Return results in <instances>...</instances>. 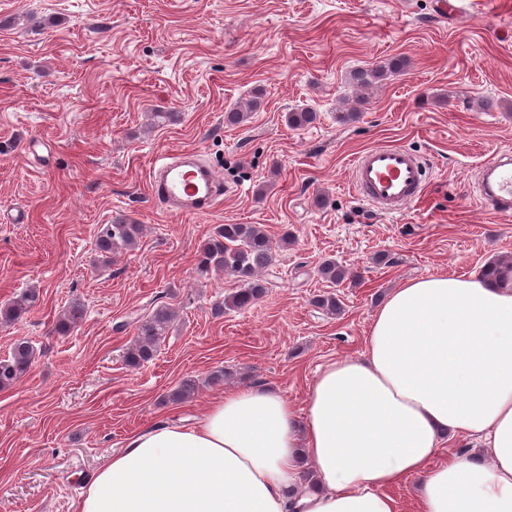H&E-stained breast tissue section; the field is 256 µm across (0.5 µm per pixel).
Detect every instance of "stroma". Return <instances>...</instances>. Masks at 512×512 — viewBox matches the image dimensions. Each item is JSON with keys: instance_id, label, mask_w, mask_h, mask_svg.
Segmentation results:
<instances>
[{"instance_id": "35a3bbf8", "label": "stroma", "mask_w": 512, "mask_h": 512, "mask_svg": "<svg viewBox=\"0 0 512 512\" xmlns=\"http://www.w3.org/2000/svg\"><path fill=\"white\" fill-rule=\"evenodd\" d=\"M438 2L0 0V305L40 292L0 325V358L20 338L37 349L0 390V512H72L131 433L200 417L224 389L269 385L302 405L320 367L363 353L392 288L512 257V219L475 202L480 164L512 149V0H467L453 20ZM395 57L405 75L354 88L355 69ZM254 98L247 121L225 123ZM298 108L318 120L288 126ZM152 112L179 119L153 128ZM384 145L431 169L423 199L394 217L349 179L354 154ZM189 149L236 188L203 217L165 214L149 191L154 157ZM16 208L27 223L2 222ZM119 211L143 233L105 265L94 232ZM220 224L290 241L267 293L217 317L236 284L199 274L196 255ZM327 259L349 269L340 285L318 275ZM330 292L339 314L314 304ZM75 298L86 316L58 334ZM163 303L178 318L156 358L127 366L139 320ZM188 377L195 395L171 401ZM39 301V294L29 288L14 296L7 304L0 308V323H12L28 313Z\"/></svg>"}]
</instances>
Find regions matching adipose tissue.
Segmentation results:
<instances>
[{"label": "adipose tissue", "mask_w": 512, "mask_h": 512, "mask_svg": "<svg viewBox=\"0 0 512 512\" xmlns=\"http://www.w3.org/2000/svg\"><path fill=\"white\" fill-rule=\"evenodd\" d=\"M482 440L439 461L446 435ZM512 512V278L395 288L364 353L318 370L304 411L268 387L212 399L105 457L74 512Z\"/></svg>", "instance_id": "1"}]
</instances>
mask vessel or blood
<instances>
[{
  "label": "vessel or blood",
  "instance_id": "vessel-or-blood-1",
  "mask_svg": "<svg viewBox=\"0 0 512 512\" xmlns=\"http://www.w3.org/2000/svg\"><path fill=\"white\" fill-rule=\"evenodd\" d=\"M424 159L403 146H377L353 159L352 186L361 201L389 216L404 213L424 196ZM481 207L498 217L512 216V154L499 153L480 165ZM150 191L167 213L205 216L220 204L224 185L201 154L185 150L158 156L149 169Z\"/></svg>",
  "mask_w": 512,
  "mask_h": 512
}]
</instances>
